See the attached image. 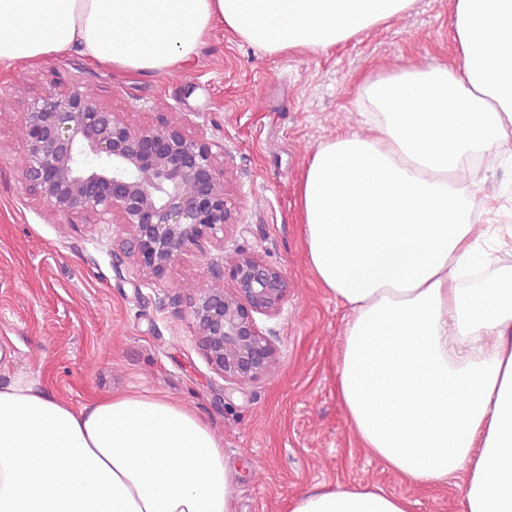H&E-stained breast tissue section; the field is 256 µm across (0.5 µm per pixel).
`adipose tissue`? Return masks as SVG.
<instances>
[{
	"label": "adipose tissue",
	"instance_id": "obj_1",
	"mask_svg": "<svg viewBox=\"0 0 512 512\" xmlns=\"http://www.w3.org/2000/svg\"><path fill=\"white\" fill-rule=\"evenodd\" d=\"M415 0H0V65L75 50L125 72L181 70L216 26L260 50L323 52ZM448 64L365 77L366 132L311 153L297 205L307 262L346 310L336 392L358 447L463 512H512V266L486 262L465 158L512 129V0H450ZM210 425L162 394L82 407L0 386V512H230ZM288 512H411L370 485L303 492Z\"/></svg>",
	"mask_w": 512,
	"mask_h": 512
}]
</instances>
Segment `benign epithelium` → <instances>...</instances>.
<instances>
[{"mask_svg": "<svg viewBox=\"0 0 512 512\" xmlns=\"http://www.w3.org/2000/svg\"><path fill=\"white\" fill-rule=\"evenodd\" d=\"M18 169L49 218L89 215L121 224L119 250L159 277L205 235L236 221L228 206L224 145L162 117L134 128L77 80L31 98L22 114ZM215 285L189 299L188 312L209 364L227 380H254L276 362L274 337L255 315L276 317L288 277L256 253L213 263ZM231 287H224V279Z\"/></svg>", "mask_w": 512, "mask_h": 512, "instance_id": "7a95c632", "label": "benign epithelium"}]
</instances>
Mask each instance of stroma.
I'll return each instance as SVG.
<instances>
[{"label": "stroma", "mask_w": 512, "mask_h": 512, "mask_svg": "<svg viewBox=\"0 0 512 512\" xmlns=\"http://www.w3.org/2000/svg\"><path fill=\"white\" fill-rule=\"evenodd\" d=\"M455 62L448 0H415L326 53L269 55L219 27L179 72L120 75L74 52L0 69V384L21 379L77 406L127 391L180 401L224 441L232 512H287L302 492L357 484L406 496L411 512H462L456 488L409 485L357 447L336 396L343 310L307 265L295 204L315 147L365 131V75ZM76 79L131 126L179 112L189 131L223 143L237 213L223 238L201 239L156 278L130 259L114 265L124 226L44 216L16 166L22 112L28 98ZM465 176L476 223L512 225V166L483 153ZM491 197L495 208H483ZM237 251L261 254L290 283L280 315L257 318L275 338L276 365L242 382L212 369L187 311L164 301L209 285L210 264Z\"/></svg>", "instance_id": "35a3bbf8"}]
</instances>
